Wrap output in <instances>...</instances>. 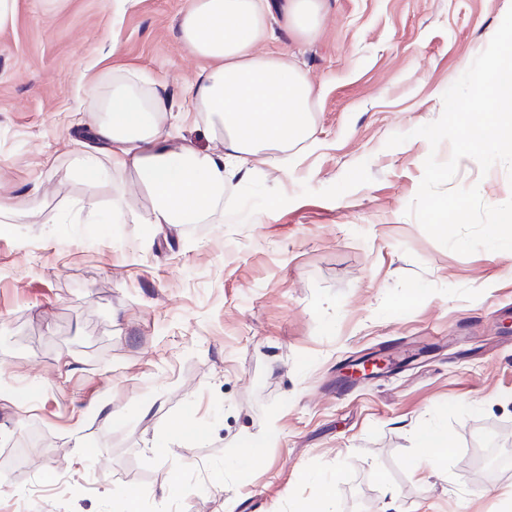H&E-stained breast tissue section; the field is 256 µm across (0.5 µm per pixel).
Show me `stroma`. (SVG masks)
Here are the masks:
<instances>
[{"label": "stroma", "instance_id": "stroma-1", "mask_svg": "<svg viewBox=\"0 0 512 512\" xmlns=\"http://www.w3.org/2000/svg\"><path fill=\"white\" fill-rule=\"evenodd\" d=\"M309 41L272 13L313 86V136L226 173L206 224L155 228L132 170L76 174L91 99L123 81L183 114L204 60L186 0H15L0 24V512H512V251L457 254L408 216L431 149L416 128L512 0H323ZM405 143L390 148V136ZM40 193H33V184ZM451 187L512 198L503 165ZM386 369L339 400L347 359ZM150 404L141 414L140 404ZM277 432L247 479L248 435ZM447 432L437 473L415 434ZM394 496H386L385 486Z\"/></svg>", "mask_w": 512, "mask_h": 512}]
</instances>
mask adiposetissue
Wrapping results in <instances>:
<instances>
[{"mask_svg": "<svg viewBox=\"0 0 512 512\" xmlns=\"http://www.w3.org/2000/svg\"><path fill=\"white\" fill-rule=\"evenodd\" d=\"M283 9L294 37L320 27L321 0H188L181 36L190 51L212 60L194 87L192 111L220 135V147L204 152L176 143L163 125L162 99L117 83L106 118L94 124V150L78 160L80 178L100 180L107 168L130 169L153 202L145 223L203 224L224 207V172L240 168L262 149H285L311 138L313 87L275 52H258L273 40L267 17Z\"/></svg>", "mask_w": 512, "mask_h": 512, "instance_id": "1", "label": "adipose tissue"}]
</instances>
